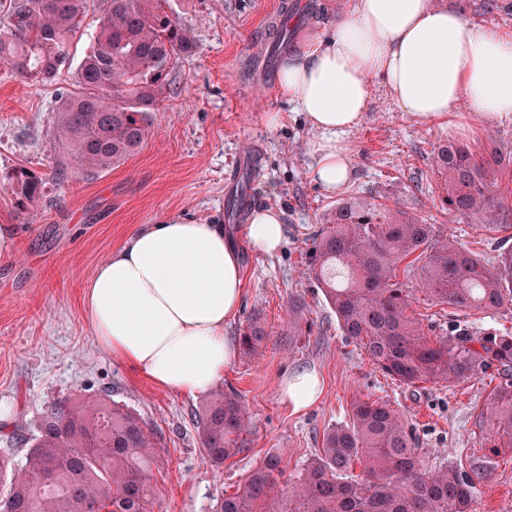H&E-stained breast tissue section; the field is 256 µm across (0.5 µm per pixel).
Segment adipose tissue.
<instances>
[{
    "label": "adipose tissue",
    "mask_w": 512,
    "mask_h": 512,
    "mask_svg": "<svg viewBox=\"0 0 512 512\" xmlns=\"http://www.w3.org/2000/svg\"><path fill=\"white\" fill-rule=\"evenodd\" d=\"M382 79L400 111L441 122L465 105L481 120L512 116V35L480 27L431 0H351L335 32L284 65L279 92L317 137L312 175L334 191L353 172L343 135L359 126ZM241 233L275 254L278 212H255ZM238 254L218 224L171 219L130 234L84 290V319L101 346L165 390L196 395L221 380L234 357L225 324L242 294ZM294 411L322 394L302 370L279 384Z\"/></svg>",
    "instance_id": "adipose-tissue-1"
}]
</instances>
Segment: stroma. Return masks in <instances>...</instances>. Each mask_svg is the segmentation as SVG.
I'll list each match as a JSON object with an SVG mask.
<instances>
[{
	"label": "stroma",
	"mask_w": 512,
	"mask_h": 512,
	"mask_svg": "<svg viewBox=\"0 0 512 512\" xmlns=\"http://www.w3.org/2000/svg\"><path fill=\"white\" fill-rule=\"evenodd\" d=\"M304 2L279 62L336 28V0ZM292 3L179 0V17L199 50L174 65L146 146L93 178L74 167L64 179L52 176L61 153L55 104L72 89V72L32 84L0 64V225H14L19 237L14 253L0 256V400L15 408L11 420L0 423V435L19 424L34 431L44 410L61 400L93 395L119 402L140 413L161 442L152 464L153 512H214L221 494L234 492L267 452L287 461L282 480L292 483L324 431L348 421L354 397L384 398L417 424L430 456L450 450L489 455L494 467L478 486L479 510L512 512V448H491L490 422L476 420L492 390L489 377L427 383L415 392L399 387L363 351L345 343L306 264L313 235L347 200L397 207L442 225L483 262L493 261L497 231L449 212L445 176L432 158L451 140L478 154L493 149L512 156V118L456 137L447 123L420 124L399 111L385 84L374 81L368 112L344 135L353 174L343 188L326 190L312 175L314 132L279 94L277 78L248 70L255 45L275 40ZM270 111L281 115L273 128L265 122ZM246 152L254 157L260 208L282 215L284 241L272 256L256 252L238 225L224 222V174ZM19 167L47 177L31 219L19 210L7 180ZM169 218L221 223L233 234L244 290L225 332L237 341L256 320L269 334L261 355L250 361L235 357L221 380L241 395L249 424L243 451L220 468L200 453L194 417L204 396L155 387L112 357L83 319L82 290L95 269L137 227ZM294 305L298 328L292 333L288 310ZM410 312L432 318L441 330L457 325L474 333L512 332V307L461 310L432 304L417 290ZM301 369L318 373L323 395L296 412L282 400L278 382Z\"/></svg>",
	"instance_id": "1"
}]
</instances>
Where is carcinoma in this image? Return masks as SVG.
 Masks as SVG:
<instances>
[{
  "mask_svg": "<svg viewBox=\"0 0 512 512\" xmlns=\"http://www.w3.org/2000/svg\"><path fill=\"white\" fill-rule=\"evenodd\" d=\"M89 0H0L10 31L0 35V62L35 84L70 66L72 43L84 35ZM99 19L61 96L56 137L68 167L97 175L146 144L175 62L197 44L172 0H97ZM448 176V210L488 228L512 229V206L497 190L499 157L475 156L448 142L434 157ZM9 184L21 210L43 197V176L18 168ZM307 271L336 314L342 335L382 373L415 389L421 383H463L494 370L498 383L480 410L512 447V333L433 325L410 314L407 283L436 304L496 312L512 304V237L498 241L490 264L440 233L434 224L398 212L378 219L356 201L336 212L312 238ZM268 334L255 321L239 336L241 355L253 358ZM248 412L232 387L211 395L196 425L203 458L220 467L238 455ZM0 450V512H150L148 464L159 445L135 411L94 396L55 403L35 433L5 435ZM360 473L354 474V466ZM286 466L265 454L215 512H477L484 462L429 458L416 427L392 402L352 399L350 419L329 428L297 482L282 491Z\"/></svg>",
  "mask_w": 512,
  "mask_h": 512,
  "instance_id": "1",
  "label": "carcinoma"
}]
</instances>
